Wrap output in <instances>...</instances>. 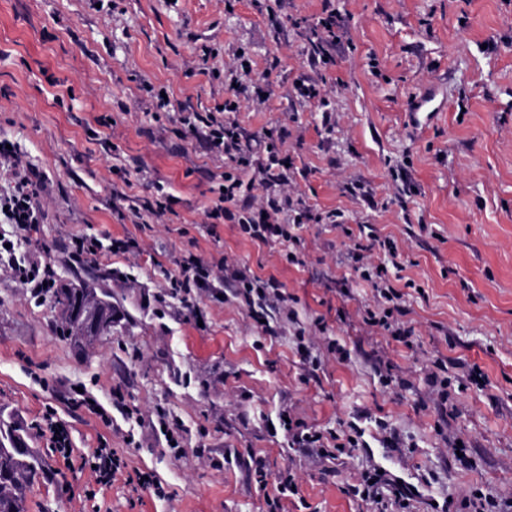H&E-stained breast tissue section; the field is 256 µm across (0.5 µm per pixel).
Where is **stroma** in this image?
Returning a JSON list of instances; mask_svg holds the SVG:
<instances>
[{
    "mask_svg": "<svg viewBox=\"0 0 512 512\" xmlns=\"http://www.w3.org/2000/svg\"><path fill=\"white\" fill-rule=\"evenodd\" d=\"M98 2L0 0V141L45 177V222L18 252L44 249L67 284L100 277L121 312L111 335L80 349L58 336L49 301L0 272V411L24 425L52 472L34 481L28 512H266L255 481L224 462L249 449L274 469L293 460L301 496L288 512H362L344 487L369 464L418 488L412 512L476 488L512 501V0H332L340 43L317 67L310 39L323 0ZM205 46L216 51L206 61ZM240 50L269 75L264 103L235 82ZM303 76L317 99L294 94ZM234 86L246 133L281 132L292 197L342 214V229L302 230L303 265L286 263L283 245L206 216L209 174L224 160L182 137L179 115L215 110ZM159 88L170 110H157ZM432 92L443 109L414 123L410 105ZM156 198L171 213L141 223L137 211ZM352 232L395 240L401 266L389 275L415 283L402 317L412 345L364 322L374 294L349 268ZM77 234L129 237L139 250L76 267ZM187 250L275 276L295 298L294 321L271 318L273 334L261 337L230 296L197 297L202 326L181 298L157 303L165 271ZM300 328L320 348L338 340L349 358L309 371ZM379 357L408 388L379 382ZM438 359L460 385L444 414L424 381ZM473 365L484 387L469 382ZM77 386L111 425L77 404ZM117 392L139 418L116 411ZM49 406L71 432V459L38 432ZM159 407L181 427L180 453L166 446ZM285 408L325 431L356 423L365 445L329 471L273 431ZM380 419L406 449L382 447ZM457 438L473 467L454 456ZM102 446L152 472L166 499L122 476L97 485L82 459Z\"/></svg>",
    "mask_w": 512,
    "mask_h": 512,
    "instance_id": "obj_1",
    "label": "stroma"
}]
</instances>
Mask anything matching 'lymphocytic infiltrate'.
<instances>
[{
	"instance_id": "obj_1",
	"label": "lymphocytic infiltrate",
	"mask_w": 512,
	"mask_h": 512,
	"mask_svg": "<svg viewBox=\"0 0 512 512\" xmlns=\"http://www.w3.org/2000/svg\"><path fill=\"white\" fill-rule=\"evenodd\" d=\"M238 109L236 98L231 97L225 99L223 112H193L181 119L184 135L203 140L212 152L223 155L234 165L233 170L220 174V192L206 215L211 220L225 219L238 224L241 232L254 241L291 243L292 262L302 265L300 233L306 223H324L337 229L341 226L339 216L333 212L315 216L308 209L295 206L286 191L287 166L280 156L273 131H263L256 141L246 137L237 123L226 118L227 113ZM0 165L7 167L13 180L11 192L0 196V222L15 228L13 235L0 236V269L29 289L32 296H46L57 286L52 267L35 253L26 260H18L13 248L16 236L29 240L40 231L44 219L39 204L42 180L32 166L22 163L16 149L7 148L2 142ZM247 169L255 171L259 177L258 184L265 192L255 209L238 205L244 186L239 174ZM377 253L384 254L386 261L375 266L370 259ZM348 257L353 271L370 282L373 288L375 306L367 310L366 322L387 331L396 341L410 343L413 330L399 320L403 312V294L388 277L389 265L396 263L398 258L394 241L366 235L353 241ZM165 278L167 295L185 300L206 291H215L220 285L229 287L233 297L250 310L254 320L259 321L260 332L264 335L273 331L270 323L264 320L266 311L276 312L283 321L294 318L290 297L278 279L260 277L242 262L235 265L219 260L211 262L188 252L175 260L173 269L166 271ZM281 427L290 447L314 454L326 463L363 445L361 430L352 422L337 432L316 430L294 419L282 422ZM84 463L91 466L97 484H110L122 475L127 483L152 491L156 497L165 494L163 486L151 473L128 472L127 462L114 449H95ZM242 463L253 475L259 489L263 490L268 512H284L285 501L299 497V478L292 461H285L273 470L264 456L252 451ZM345 492L364 504L367 512H407L414 496L412 487L389 478L375 467L364 469L360 481L347 485Z\"/></svg>"
}]
</instances>
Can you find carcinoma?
Here are the masks:
<instances>
[{"mask_svg": "<svg viewBox=\"0 0 512 512\" xmlns=\"http://www.w3.org/2000/svg\"><path fill=\"white\" fill-rule=\"evenodd\" d=\"M59 309V332L76 344L112 334L117 310L96 289L65 286L52 292ZM46 473L41 458L27 447L25 430L0 412V512H25L26 492Z\"/></svg>", "mask_w": 512, "mask_h": 512, "instance_id": "1", "label": "carcinoma"}]
</instances>
